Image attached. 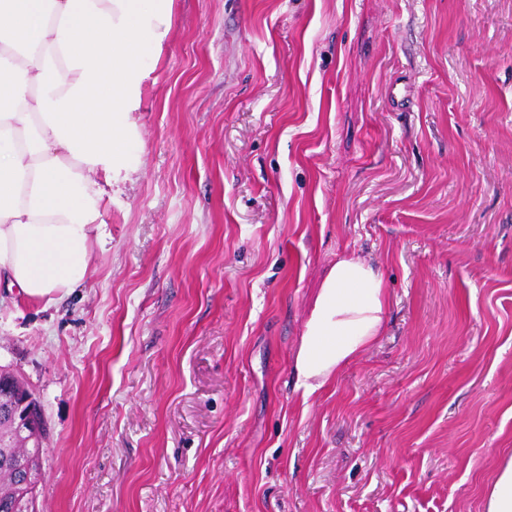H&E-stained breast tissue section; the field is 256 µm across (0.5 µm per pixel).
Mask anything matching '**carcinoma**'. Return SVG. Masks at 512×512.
Listing matches in <instances>:
<instances>
[{
	"instance_id": "carcinoma-1",
	"label": "carcinoma",
	"mask_w": 512,
	"mask_h": 512,
	"mask_svg": "<svg viewBox=\"0 0 512 512\" xmlns=\"http://www.w3.org/2000/svg\"><path fill=\"white\" fill-rule=\"evenodd\" d=\"M13 396L0 398V512H20L21 501H36L34 488L21 485L16 466L24 462L33 471L40 469L39 439L33 434L20 437L12 429Z\"/></svg>"
}]
</instances>
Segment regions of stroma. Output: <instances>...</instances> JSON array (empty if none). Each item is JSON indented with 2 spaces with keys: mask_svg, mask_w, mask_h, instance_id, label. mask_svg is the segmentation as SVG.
Instances as JSON below:
<instances>
[{
  "mask_svg": "<svg viewBox=\"0 0 512 512\" xmlns=\"http://www.w3.org/2000/svg\"><path fill=\"white\" fill-rule=\"evenodd\" d=\"M88 278L0 288L39 512H485L512 459V0H174ZM381 336L304 396L329 268ZM25 399L21 402L19 409L15 411L14 422L18 431H35L41 435L44 443L46 434V421L43 408L39 398L30 390L25 388ZM27 408L21 412L24 406Z\"/></svg>",
  "mask_w": 512,
  "mask_h": 512,
  "instance_id": "35a3bbf8",
  "label": "stroma"
}]
</instances>
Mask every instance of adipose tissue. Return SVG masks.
Here are the masks:
<instances>
[{"mask_svg":"<svg viewBox=\"0 0 512 512\" xmlns=\"http://www.w3.org/2000/svg\"><path fill=\"white\" fill-rule=\"evenodd\" d=\"M173 27V0H0V282L52 302L90 272L104 183L136 171L131 115ZM381 272L329 269L294 368L323 389L380 336Z\"/></svg>","mask_w":512,"mask_h":512,"instance_id":"ef3b65f1","label":"adipose tissue"}]
</instances>
